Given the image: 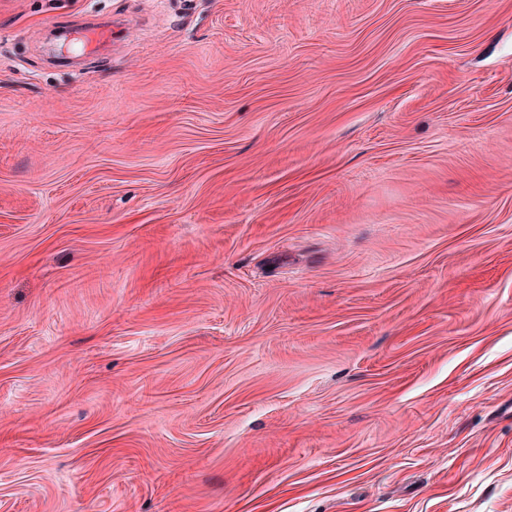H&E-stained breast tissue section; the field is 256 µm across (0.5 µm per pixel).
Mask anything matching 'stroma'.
<instances>
[{
	"mask_svg": "<svg viewBox=\"0 0 512 512\" xmlns=\"http://www.w3.org/2000/svg\"><path fill=\"white\" fill-rule=\"evenodd\" d=\"M0 512H512V0H0Z\"/></svg>",
	"mask_w": 512,
	"mask_h": 512,
	"instance_id": "1",
	"label": "stroma"
}]
</instances>
